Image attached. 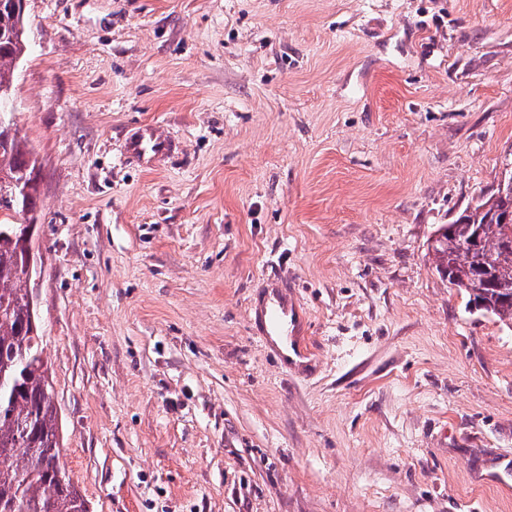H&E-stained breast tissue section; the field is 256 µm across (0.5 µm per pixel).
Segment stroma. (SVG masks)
<instances>
[{
  "label": "stroma",
  "mask_w": 512,
  "mask_h": 512,
  "mask_svg": "<svg viewBox=\"0 0 512 512\" xmlns=\"http://www.w3.org/2000/svg\"><path fill=\"white\" fill-rule=\"evenodd\" d=\"M26 9L29 289L91 512H512V327L429 254L512 162V0ZM274 276L301 369L250 323ZM171 147L170 142L166 137H163L155 132H149L136 140L132 148L131 158L136 160L137 157H144L147 153L152 157L165 156Z\"/></svg>",
  "instance_id": "35a3bbf8"
}]
</instances>
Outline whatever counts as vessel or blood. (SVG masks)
Masks as SVG:
<instances>
[{
	"instance_id": "obj_1",
	"label": "vessel or blood",
	"mask_w": 512,
	"mask_h": 512,
	"mask_svg": "<svg viewBox=\"0 0 512 512\" xmlns=\"http://www.w3.org/2000/svg\"><path fill=\"white\" fill-rule=\"evenodd\" d=\"M171 147L166 137L157 133L140 137L133 148V157L165 156ZM250 317L257 333L264 337L268 349L281 359L291 358L304 348L301 335L305 317L294 301L287 280L267 281L250 302Z\"/></svg>"
}]
</instances>
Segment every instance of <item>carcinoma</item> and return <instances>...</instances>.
<instances>
[{"instance_id":"carcinoma-1","label":"carcinoma","mask_w":512,"mask_h":512,"mask_svg":"<svg viewBox=\"0 0 512 512\" xmlns=\"http://www.w3.org/2000/svg\"><path fill=\"white\" fill-rule=\"evenodd\" d=\"M21 0H0V105L12 99L27 50ZM41 165L26 140L0 126V212L26 205L38 220ZM30 184L20 200L19 183ZM430 249L437 272L468 303L512 324V168L494 190L442 226ZM23 255L0 245V512H89L61 464L62 439L52 372L37 313L30 312Z\"/></svg>"}]
</instances>
